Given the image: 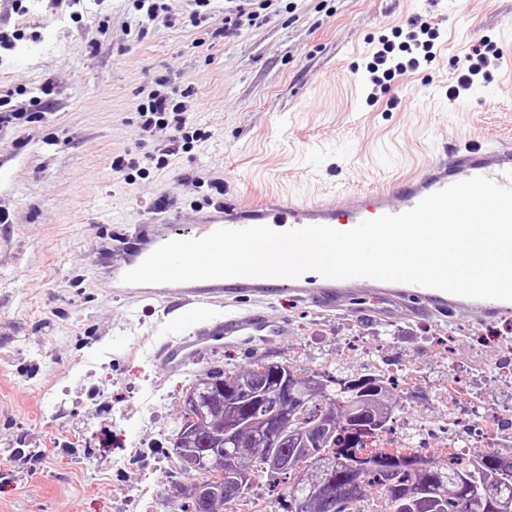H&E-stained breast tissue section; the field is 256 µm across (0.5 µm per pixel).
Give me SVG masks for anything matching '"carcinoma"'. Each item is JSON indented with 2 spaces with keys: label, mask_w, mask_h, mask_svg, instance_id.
Instances as JSON below:
<instances>
[{
  "label": "carcinoma",
  "mask_w": 512,
  "mask_h": 512,
  "mask_svg": "<svg viewBox=\"0 0 512 512\" xmlns=\"http://www.w3.org/2000/svg\"><path fill=\"white\" fill-rule=\"evenodd\" d=\"M269 360L258 358L238 370L213 369L195 379L186 392L209 383L210 415L202 422L181 410L174 439L184 434L185 448H208L212 466L201 472L177 452L173 463L200 489L182 494V512H239L251 506L260 479L278 488L265 500L266 512H349L372 495H380L386 512H496L498 500H512V434L500 433L482 453L430 459L418 453L366 452L369 440L393 431L394 417L378 420L397 406L394 380L372 365L354 372L341 364L309 370L295 361L282 363L288 394L270 381ZM231 448L247 453L236 467L254 474L241 487L224 472V456ZM320 456L336 462L325 478H301L269 467L286 459L290 470Z\"/></svg>",
  "instance_id": "cac0c4a2"
}]
</instances>
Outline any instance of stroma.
Returning a JSON list of instances; mask_svg holds the SVG:
<instances>
[{
  "mask_svg": "<svg viewBox=\"0 0 512 512\" xmlns=\"http://www.w3.org/2000/svg\"><path fill=\"white\" fill-rule=\"evenodd\" d=\"M263 2L264 23L215 45L203 27L142 21L132 0H101L90 18L70 0H26L23 14L0 0V27L24 33L0 56V95L27 108L56 83L43 121L0 131V512H180L169 439L183 394L207 370L257 357L356 369L364 359L349 346L374 347L423 375L403 417L457 378L512 421V385L493 375L504 358L486 341L512 337V317L420 316L368 287L333 311L280 296L267 304L286 326L273 344H220L169 373L157 351L189 333L179 303L106 288L94 256L160 203L190 217L218 196L246 206L380 189L419 175L442 147L512 140V0ZM413 16L439 28L436 58L369 104L374 38ZM484 38L503 52L498 69L449 99L454 62ZM161 77L196 88L194 121L210 137L128 184L112 159L160 145L140 139L135 108Z\"/></svg>",
  "mask_w": 512,
  "mask_h": 512,
  "instance_id": "obj_1",
  "label": "stroma"
}]
</instances>
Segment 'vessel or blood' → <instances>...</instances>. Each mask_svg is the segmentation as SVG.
<instances>
[{
  "label": "vessel or blood",
  "instance_id": "vessel-or-blood-1",
  "mask_svg": "<svg viewBox=\"0 0 512 512\" xmlns=\"http://www.w3.org/2000/svg\"><path fill=\"white\" fill-rule=\"evenodd\" d=\"M475 176L491 178L501 185L512 184V143L467 146L440 154L417 177L387 188L353 193L343 202L286 195L271 196L249 207L227 203L214 207L194 225L192 234L202 237L219 228L258 225L280 232L307 225H326L347 231L361 221L407 211L427 195ZM177 220L178 215L173 210L158 208L150 223L139 225L117 245H104L97 256L98 261L107 266L108 284L116 293L163 303H223V319L196 328L192 335L169 341L159 348L158 360L165 370L184 368L219 341L235 345L269 343L281 334L282 324L270 319L265 312L237 309L238 298L247 297L261 303L286 293L304 304L332 311L345 306L350 293L366 283L362 277L332 280L315 272L296 278L257 276L172 284L123 283L125 272L137 267L161 244L177 238ZM375 287L386 297L408 304L412 311L419 313L440 316L463 309L486 321L512 313V301L473 299L439 289L381 280L376 281Z\"/></svg>",
  "mask_w": 512,
  "mask_h": 512
}]
</instances>
